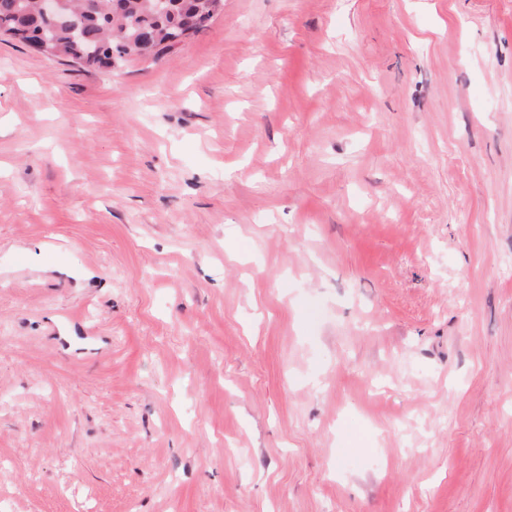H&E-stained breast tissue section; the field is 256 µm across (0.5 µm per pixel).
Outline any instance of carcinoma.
Returning <instances> with one entry per match:
<instances>
[{
	"label": "carcinoma",
	"mask_w": 512,
	"mask_h": 512,
	"mask_svg": "<svg viewBox=\"0 0 512 512\" xmlns=\"http://www.w3.org/2000/svg\"><path fill=\"white\" fill-rule=\"evenodd\" d=\"M67 2L64 16L49 22L35 11L34 0H0V29L42 31L56 56L75 59L86 69H102L131 56L156 59L172 51L187 9L200 13L199 30L213 18L203 0H172V11L166 14L157 9L156 0Z\"/></svg>",
	"instance_id": "obj_1"
}]
</instances>
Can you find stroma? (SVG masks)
<instances>
[{"label":"stroma","mask_w":512,"mask_h":512,"mask_svg":"<svg viewBox=\"0 0 512 512\" xmlns=\"http://www.w3.org/2000/svg\"><path fill=\"white\" fill-rule=\"evenodd\" d=\"M512 0H224L0 40V512H512ZM101 1L87 0L82 4V0H67L70 8H64V17L49 22L42 15L54 14L63 8L64 1L40 0L39 14L34 9V0H0V29L43 31L56 49V54L48 56L75 59L85 69H102L112 68L131 56L156 59L175 49L176 43L184 41L174 39L186 9L200 13L192 35L213 18L211 13L204 12L206 0H172V11L166 14L157 9V0ZM75 31L81 34L80 39L74 36ZM146 35L152 40L149 49L144 48Z\"/></svg>","instance_id":"35a3bbf8"}]
</instances>
